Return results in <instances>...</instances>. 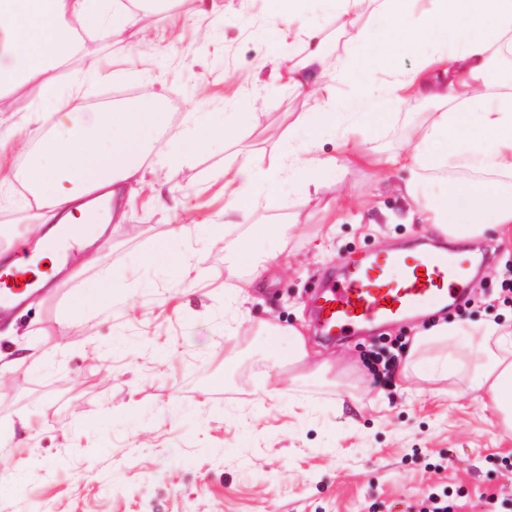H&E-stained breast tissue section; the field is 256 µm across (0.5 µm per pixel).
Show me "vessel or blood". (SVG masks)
<instances>
[{"label":"vessel or blood","instance_id":"b4317fda","mask_svg":"<svg viewBox=\"0 0 512 512\" xmlns=\"http://www.w3.org/2000/svg\"><path fill=\"white\" fill-rule=\"evenodd\" d=\"M472 257L465 247L416 253L381 251L344 261L315 306L324 335L345 339L366 328L433 305L459 303ZM25 266L0 265V320L14 315L28 293Z\"/></svg>","mask_w":512,"mask_h":512}]
</instances>
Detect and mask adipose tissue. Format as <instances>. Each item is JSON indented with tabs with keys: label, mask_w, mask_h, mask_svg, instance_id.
I'll use <instances>...</instances> for the list:
<instances>
[{
	"label": "adipose tissue",
	"mask_w": 512,
	"mask_h": 512,
	"mask_svg": "<svg viewBox=\"0 0 512 512\" xmlns=\"http://www.w3.org/2000/svg\"><path fill=\"white\" fill-rule=\"evenodd\" d=\"M432 10L416 19L413 38L427 42L432 53L425 65L392 74L386 84L399 104L410 98L438 100V111L426 112L413 125L403 150L380 157L361 150L352 129L340 135L344 157L321 152L318 144L297 142L268 168H259L248 145L239 162L224 171L228 200L224 214L236 223L247 219L246 204L259 193H273L285 181L301 179L319 188L346 165L389 164L409 171L399 191L417 204L420 219L455 240L483 235L512 241V89L489 93L484 85L492 51L512 54V0H433ZM124 0H0V100L17 92L48 99L51 127L31 154L21 175L0 166V187L21 178L30 194L23 202L31 224L56 218L84 223L81 200L95 189L123 194L159 155V135L167 113L148 104L124 111H77L72 97L57 93L59 69L89 51L91 41L112 38L134 22ZM369 38L357 31L337 57L314 52L288 71V84L302 89L322 84L333 73L354 65L356 48ZM455 145L436 152L443 140ZM456 164L484 174V181L459 186L444 206H436L422 173ZM267 353L287 362L296 376L329 373V362L311 363L302 332L292 326H260ZM401 373L429 382L456 375L466 391L476 392L492 411V423L512 435V327L486 323L477 334H463L458 323H442L414 336Z\"/></svg>",
	"instance_id": "ef3b65f1"
}]
</instances>
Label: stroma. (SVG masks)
<instances>
[{"instance_id":"35a3bbf8","label":"stroma","mask_w":512,"mask_h":512,"mask_svg":"<svg viewBox=\"0 0 512 512\" xmlns=\"http://www.w3.org/2000/svg\"><path fill=\"white\" fill-rule=\"evenodd\" d=\"M282 13L280 0H145L123 35L63 65L60 85L68 92L89 79L87 112L131 107L149 87L171 115L164 142L190 113L215 126L238 113L226 134L252 143L263 168L287 148L296 115L317 106L332 108L339 127L358 124L364 147L381 155L434 110L382 92L368 115L353 107L369 82L422 65L423 52L407 46L385 59L366 42L332 98L275 79L356 29L382 27L374 0L353 14L303 5L289 39ZM0 123L33 146L49 130L43 103L18 95L0 100ZM235 161L232 144L214 145L181 160L173 180L161 169L148 176L125 221L72 252V276L0 324V427L12 432L0 443V512H428L441 492L451 512H512V437L489 425L477 394H460L461 378L440 382L437 395L419 379L373 385L371 350L410 342L430 317L332 342L312 326L310 300L339 263L436 245L397 191L402 172L352 165L310 200L300 182L283 183L249 202L248 223L228 224L224 167ZM25 194L18 182L0 190V251L13 260L36 248L19 206ZM286 224L284 254L237 298L229 247L250 237L271 251L275 239L254 230ZM495 249L466 308L448 316L482 324L512 312L502 290L512 246ZM181 251L200 259L199 281L184 277ZM103 286L111 307L79 302L77 289ZM266 319L299 327L334 374L291 379L258 346Z\"/></svg>"}]
</instances>
